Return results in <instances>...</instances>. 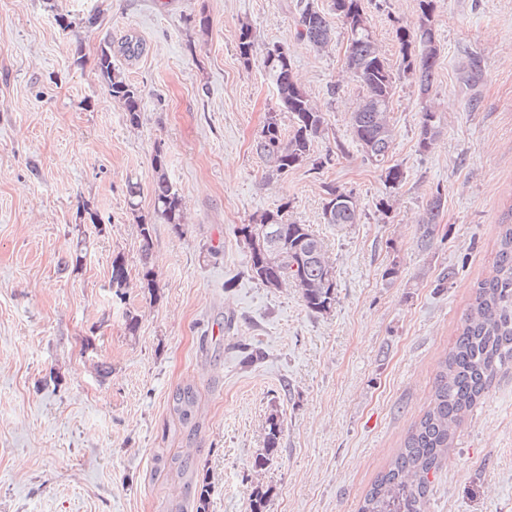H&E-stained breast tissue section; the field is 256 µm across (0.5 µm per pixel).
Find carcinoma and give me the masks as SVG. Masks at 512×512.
Instances as JSON below:
<instances>
[{
  "label": "carcinoma",
  "instance_id": "obj_1",
  "mask_svg": "<svg viewBox=\"0 0 512 512\" xmlns=\"http://www.w3.org/2000/svg\"><path fill=\"white\" fill-rule=\"evenodd\" d=\"M419 8L417 25H400L395 34L402 53V73L415 79L424 99L419 148L426 151L438 133V116L429 95L438 67L439 47L433 27L435 0H419ZM331 10L327 14L315 0H300L298 35L321 51L336 39V29L343 30L346 66L365 91L351 115L352 134L359 146L372 145V153L365 157L381 169L388 193L378 201L376 209L386 216L393 208L394 192L405 180L401 165L389 163L394 139L390 112L396 77L373 37L364 0H331ZM237 49L240 58L251 61L255 43L247 26L240 29ZM112 58L111 45L100 47L96 69L133 127L140 121L139 93ZM262 64L282 108L289 114L290 129L283 132L277 115H270L260 132L256 151L270 169L281 174L311 159L313 141L324 131L325 114L294 80L287 48H267ZM153 164L154 213L180 232L182 199L166 176L165 155L159 149ZM325 192L324 223H360L362 212L352 194L334 185L325 186ZM287 208L288 204L283 203L276 210L261 214L255 222L237 228L236 234L247 248L248 271L252 279L266 288L294 285L309 311L325 313L336 302L332 264L321 239L309 225L285 218ZM443 209L440 191L431 193L417 230L419 249L428 251L434 245ZM127 281V269L117 256L112 260L109 285L121 290ZM509 364L512 365V222H504L500 224L493 272L475 288L456 339L439 364L428 409L412 425L385 471L371 484L358 512H427L429 475L437 471L448 449L453 447L454 428L485 397L498 372ZM195 400L190 389L178 392L174 411L182 419H189ZM280 435V423L269 418L264 448L256 454L252 465L255 471L269 463L278 449ZM190 479L196 487L195 512H208L210 484L194 475ZM270 493L271 489L256 486L250 512H264Z\"/></svg>",
  "mask_w": 512,
  "mask_h": 512
}]
</instances>
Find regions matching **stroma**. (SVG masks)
<instances>
[{
	"label": "stroma",
	"instance_id": "35a3bbf8",
	"mask_svg": "<svg viewBox=\"0 0 512 512\" xmlns=\"http://www.w3.org/2000/svg\"><path fill=\"white\" fill-rule=\"evenodd\" d=\"M296 4L0 0V512H191L175 457L208 479L209 512H250L258 482L272 489L265 512H357L428 409L512 215V0H436L439 134L420 152L423 100L398 76L391 155L405 180L387 216L376 209L380 170L351 133L364 90L345 65L346 41L318 51L299 40ZM366 8L397 65L395 29L417 21L419 0ZM245 24L258 52L287 47L326 118L311 162L281 176L254 143L270 113L289 118L260 61L237 54ZM129 35L142 55L114 62L140 93L135 127L95 67L101 46ZM473 61L482 78L468 87L461 70ZM158 150L184 227L154 224L146 249L138 219L153 214ZM329 184L357 199L360 223H324ZM435 190L444 212L423 251L415 234ZM283 203L334 267L328 313L248 273L234 229ZM80 237L87 255L73 268ZM117 256L128 271L121 297L109 286ZM146 266L151 293L140 284ZM448 269L454 277L437 287ZM246 347L258 360L244 363ZM188 386L197 401L184 421L173 406ZM273 414L278 453L256 476ZM430 481L429 512H512V367L465 416Z\"/></svg>",
	"mask_w": 512,
	"mask_h": 512
}]
</instances>
